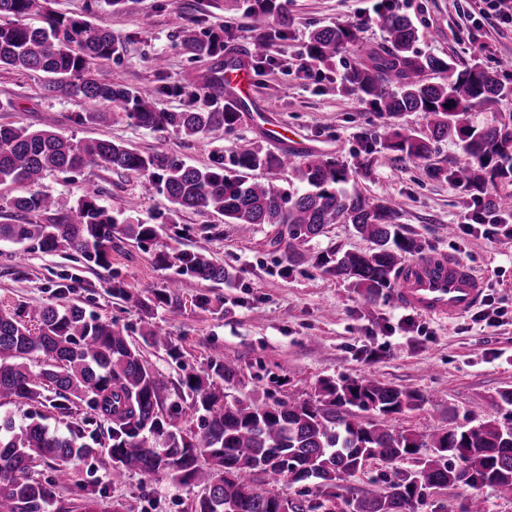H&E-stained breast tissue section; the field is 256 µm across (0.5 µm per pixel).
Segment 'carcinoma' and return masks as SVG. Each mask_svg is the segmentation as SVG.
Masks as SVG:
<instances>
[{"mask_svg":"<svg viewBox=\"0 0 512 512\" xmlns=\"http://www.w3.org/2000/svg\"><path fill=\"white\" fill-rule=\"evenodd\" d=\"M46 3L0 0V69L40 72L46 93L84 100L82 122L102 125L112 109L134 126L171 127L189 139L237 123L235 109L243 103L219 106L226 94L224 65L232 59L224 36L216 33L204 42L176 14L183 45L214 60L198 83L212 105L165 112L149 95L102 77V66L118 51L111 31L87 19L55 14ZM250 10L278 22V28L253 44L254 60L261 62L267 59L268 42L285 36L289 19L281 0H251ZM375 14L387 33L383 44L364 45L358 23L337 24L313 32L307 54L325 63L354 51L357 62L347 70L345 89L382 118L422 112L428 119L427 133L400 125L381 143L382 149L395 159L416 162L428 157L431 141L456 136L464 161L451 170L450 179L472 194H485L484 209L512 211L509 196L487 194L495 180L512 177V122H476L508 89L493 72L477 66L461 69L451 58L415 51L418 29L399 13L396 0H377ZM34 17L38 22L32 24ZM427 72L439 75V81L424 79ZM285 166L298 173L303 190H281L248 176L257 169ZM96 168L144 177L145 187L165 194L173 212L213 211L244 234L256 224H274L278 231L272 245L284 249L286 272L310 264L325 276L352 282L369 300L390 288L407 256L421 249L403 233L392 201L348 190L352 172L326 155L310 154L287 165L278 154L240 148L200 168L106 138L76 141L52 130L11 125H0V183L27 186L10 208L19 216L44 215L46 223L0 224V242H35L45 251L69 249L99 267L110 265L112 243L119 235L142 247L153 244L156 227L118 221L99 203L95 186L69 211L55 214L53 199L37 189L48 171ZM340 223L352 225L374 248L315 255L301 249L329 225ZM155 263L175 265L203 281L230 279L224 265L202 252L160 251ZM180 284L171 279L166 291L150 299L115 282L112 294L147 311L155 303L169 302ZM145 346L178 353L172 338L154 329L142 335L140 345L128 341L117 322L87 313L62 292L41 305L0 311V401L38 402L49 391L48 407L61 415H70L77 403L90 410L66 435L50 429L38 413L22 422L0 415V504L6 512H49L63 488L78 500L80 512H107L106 488L74 482L69 470L73 459L100 448L106 449L101 465L114 484L135 473L201 489L193 512H332L330 503L340 497L343 483L368 462L393 463L424 449L429 454L420 469L396 473L383 491L348 488L347 512H415L425 490L446 486L512 492V431L496 420L450 427L441 434L393 429L385 425V417L419 410L427 397L368 376L324 379L312 399L290 393L269 403L229 402L224 384L239 377V363L226 357L187 381L189 415L200 421L194 430L183 425L181 412L166 411L169 387L144 358ZM285 481L312 484V495L284 496L279 485ZM436 512L486 508L473 496L460 510L446 501Z\"/></svg>","mask_w":512,"mask_h":512,"instance_id":"1","label":"carcinoma"}]
</instances>
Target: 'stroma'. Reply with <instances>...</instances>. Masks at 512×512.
<instances>
[{"label": "stroma", "mask_w": 512, "mask_h": 512, "mask_svg": "<svg viewBox=\"0 0 512 512\" xmlns=\"http://www.w3.org/2000/svg\"><path fill=\"white\" fill-rule=\"evenodd\" d=\"M291 23L285 38L274 40L269 59L250 70L252 96L238 122L189 140L173 128H137L122 119L106 125L81 123L80 101L43 91L42 74L0 69V124L52 127L74 139L107 138L143 152L162 150L197 167L248 145L273 151L269 130L288 127L308 152L336 158L354 170L351 187L363 195L392 200L405 234L422 245L423 256H452L472 267L484 281L480 304L454 324L421 316L396 304L393 292L366 301L349 281L324 276L311 266L283 275L281 251L271 244L276 228L255 225L241 235L236 225L214 212H171L161 194L146 193L141 178L100 168L51 172L39 189L58 210L76 205L87 183H95L101 201L118 219L158 227L154 247L118 237L108 267H92L73 252L46 253L32 245L0 242V310L50 301L64 291L73 303L101 318L128 327L133 341L149 328L172 337L178 357L146 349L145 355L170 388L203 374L211 362L235 357L241 374L227 384L228 400H266L294 392L314 395L320 380L371 374L381 382L416 389L427 396L419 410L386 418L395 429L430 434L449 426H476L494 419L512 421V406L500 391L512 388V237L491 224L473 225L472 195L445 172L462 158L460 142H431L426 161L413 164L386 156L379 141L389 120L370 112L359 98L338 91L337 79L354 63L344 52L326 65L305 60V46L318 28L357 22L363 43H384L385 30L371 19L375 0H284ZM400 13L419 30V52L452 57L462 64L497 72L512 87V23L495 15L490 0H398ZM53 9L78 15L112 31L117 54L102 68L113 82L152 93L158 109H185L189 90L206 66L188 53L172 24L173 13L193 22L200 38L225 31L235 56L249 59L254 41L274 29L256 18L248 0H127L121 8L107 0H53ZM161 56L163 68L151 61ZM372 135L371 144L360 132ZM367 161L359 171V161ZM454 226L445 236L443 226ZM204 250L226 269L231 282L215 284L184 278L171 303L141 312L110 293L113 281L147 298L164 290L174 269L156 265L159 251ZM77 479L107 485L110 500L122 512H191L197 493L167 479L143 482L139 475L108 486L97 459L74 460Z\"/></svg>", "instance_id": "obj_1"}]
</instances>
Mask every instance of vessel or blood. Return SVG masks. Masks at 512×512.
<instances>
[{
  "mask_svg": "<svg viewBox=\"0 0 512 512\" xmlns=\"http://www.w3.org/2000/svg\"><path fill=\"white\" fill-rule=\"evenodd\" d=\"M249 73L244 66L224 70V81L235 97L249 92ZM483 284L464 262L446 256L424 258L405 264L394 290L396 302L430 318L453 320L481 300Z\"/></svg>",
  "mask_w": 512,
  "mask_h": 512,
  "instance_id": "obj_1",
  "label": "vessel or blood"
}]
</instances>
